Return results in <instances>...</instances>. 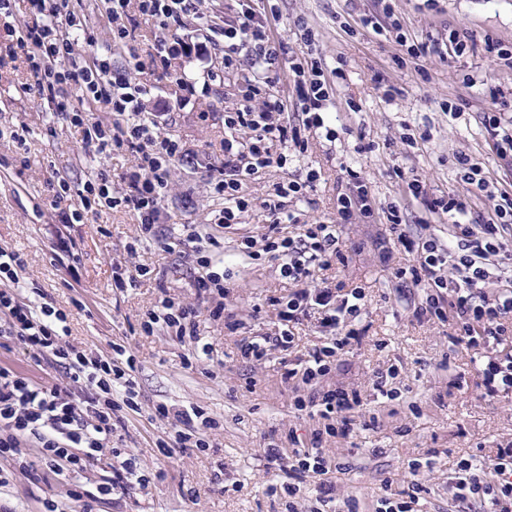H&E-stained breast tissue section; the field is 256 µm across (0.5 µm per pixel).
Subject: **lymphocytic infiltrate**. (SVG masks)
<instances>
[{
	"mask_svg": "<svg viewBox=\"0 0 512 512\" xmlns=\"http://www.w3.org/2000/svg\"><path fill=\"white\" fill-rule=\"evenodd\" d=\"M201 0H104L106 14L112 24L107 43H100L86 18L75 8L73 0H27L30 20L9 47L13 56L24 57L38 95L53 104L56 114L81 128L85 146L98 153L122 148L136 157V163L122 181V203L139 216L136 233L127 247L136 254L142 243L162 238L160 224L162 202L170 186V165L183 157L179 139L163 133L153 113L144 111L146 87L136 79L137 71L149 68L161 77L171 75L172 63L186 56L190 44L172 37V28L184 18L199 13ZM137 14L151 21L164 35L155 39L146 57L131 53L127 69L112 67V52L129 48L133 40L124 20ZM300 40L305 46L302 55L283 61L284 46L271 32V20L257 11L253 0H241L233 19L212 26V39L223 53L228 72L249 67L252 76L245 79L239 99L224 109V159L210 183L214 194L224 201L219 212V225L240 223L244 214L261 205L269 215V226L262 239L242 237V252L258 260L262 256L280 260L282 278L298 283L297 291L288 298L272 299L278 311L281 331L246 342L241 354L258 363L276 350L288 353L292 348L293 327L313 319L318 323L325 342L308 352L299 366L286 370L288 380L298 379L312 387V397H296L294 406L306 411L317 406L323 418L359 407L358 398L343 389L318 391L317 386L330 371L338 350L359 339L351 322L365 309V294L356 287L346 293L320 284L318 269L342 259L339 226L350 223L354 213L371 214L373 198L370 187L360 173L345 168L346 192L336 197L339 218L335 224H299L288 208L294 200H304L308 189L319 178L311 170L300 175L288 168L287 148L306 150L312 132L325 130L323 112L333 98L319 58L313 31L305 22H298ZM288 68L296 94V108L301 117L295 122L282 121L288 109L285 99L273 93L275 72ZM79 89L83 99L104 105L113 120L105 124L76 104L72 89ZM327 138L334 131L325 130ZM281 152H274V145ZM283 169L285 176L272 194L255 200L244 186L267 168ZM409 197L432 214L452 220L447 243L431 238L417 242L410 238L403 225V207L392 202L385 214L394 242L414 253L412 264L396 268L395 278L424 291L415 306L416 317L448 324L452 340L475 348L499 343L512 337V289H497L487 294L489 285L502 280L512 269V240L504 231L512 226V197H503L494 219L479 222L468 216V203L461 195L430 196L425 182L418 176L406 178ZM59 200L72 204L64 214L65 223L82 221L92 205L109 199L112 179L106 170L88 179L79 190H72L67 181H60ZM298 224L297 235L282 231L283 225ZM186 241L196 243L197 263L201 269L196 279L199 293L215 301L209 311L212 319H220L226 310L224 275L213 264L208 248L214 238L203 237L196 225L182 229ZM25 260L19 252L0 248V279L8 280L0 289V341L20 345L35 365L49 363L64 371L62 382L43 384L6 366H0V486L9 485L13 469L25 472L31 481L39 482L64 473L80 472L98 458L112 440L124 411H139V393L134 376L135 360L116 348L115 358L88 356L68 339L67 314L53 305L51 298L23 299L12 283ZM199 310L193 306L162 299L160 306L150 310L142 324L146 332L155 325H164L179 338L197 340ZM160 418H173L180 430L175 442L157 440L160 448H203L207 442L201 433L218 428V421L199 406L176 410L156 405ZM34 448L36 461H29L26 448ZM268 463L287 470L294 477L288 495H296L297 479H319V499L332 500L333 485L324 483L329 471L319 449L297 451L293 465H285L276 445L264 450ZM456 488L461 499H472L490 507L491 512H512V445L498 449L488 462L477 458L462 460L458 465Z\"/></svg>",
	"mask_w": 512,
	"mask_h": 512,
	"instance_id": "1",
	"label": "lymphocytic infiltrate"
}]
</instances>
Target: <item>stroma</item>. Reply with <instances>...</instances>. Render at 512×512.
I'll list each match as a JSON object with an SVG mask.
<instances>
[{"label": "stroma", "instance_id": "1", "mask_svg": "<svg viewBox=\"0 0 512 512\" xmlns=\"http://www.w3.org/2000/svg\"><path fill=\"white\" fill-rule=\"evenodd\" d=\"M270 2L278 12L274 33L288 57L303 49L295 27L301 19L318 34L324 70L343 71L325 116L335 140L317 135L306 152L288 153L291 168L320 174L306 200L291 203V210L308 224L336 221L337 187L347 167L361 173L374 198L372 216H356L341 227L343 262L317 273L328 285L341 282L366 295L364 315L353 323L363 335L337 354L324 382L361 398L362 422L345 436L326 434L327 421L318 413L295 409L280 352L261 363L241 357L242 341L279 333L269 300L288 296L296 286L280 277L278 261H255L237 249L242 235L266 232L269 218L262 207L239 225L214 224L224 202L212 196L209 173L224 157V109L237 101L240 77L227 75L210 96L185 102L176 95L177 78L202 77L206 68H220V59L201 51L177 61L173 77L160 79L148 70L140 75L151 90L146 111L165 113L164 132L186 148L171 164L163 225L201 224L220 241L214 256L224 262L228 309L241 324L232 331L208 316L210 301L196 294L193 244L166 236L128 257L138 216L123 205L99 207L85 213L82 223L63 224V206L52 189L57 179L77 188L104 168L117 183L135 158L121 149L107 158L94 156L80 129L52 115L47 100L26 93V63L7 52L13 34L28 22L26 0H16L13 17L0 19V247L20 252L27 262L18 294L30 299L40 290L51 296L69 314L70 342L90 356L112 358L113 345L120 344L136 359L141 410L124 414L112 445L123 457H135L151 481L98 495L93 512H311L317 479H307L293 499L269 492L274 473L263 450L271 443L289 459L297 446H315L331 464L344 467L326 512H376L381 496L407 498L417 483L423 487L421 512H485L480 503L456 499L457 463L472 455L493 458L512 443V393L483 399L481 351L453 344L449 326L414 317L421 292L393 275L413 256L388 243L383 209L404 201V179L416 175L430 193L460 194L473 217L489 219L497 202L463 182L456 162L461 154L512 193V157L498 156L483 124L489 107L512 113V67L485 47L489 37L512 42V0H393L407 34L425 41L453 28L466 37L464 53L447 48L420 59L408 56L394 36L362 26L363 17H382V0ZM493 88L501 91L495 101L489 96ZM388 89L394 92L390 101ZM423 132L428 140H420ZM363 143L370 151L360 152ZM61 234L73 239L71 251H57ZM130 259L144 276L135 287H114L113 265ZM166 297L201 312L198 333L208 354L196 366L185 364L193 343L142 329L146 313ZM392 366L397 373L387 383L396 392L391 398L375 389L374 380ZM159 403L206 409L220 423L207 431L208 447L176 448L164 456L156 442L175 429L173 421L154 417ZM293 434L298 443L290 442ZM106 468L101 460L37 487L18 474L0 488V501L13 512H39L41 499L50 498L66 512H82L71 490L95 492Z\"/></svg>", "mask_w": 512, "mask_h": 512}]
</instances>
